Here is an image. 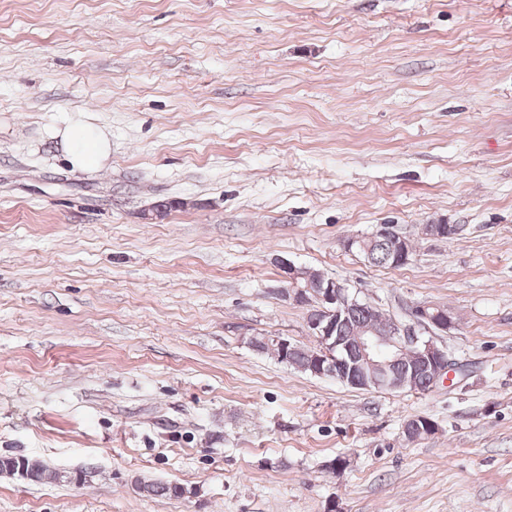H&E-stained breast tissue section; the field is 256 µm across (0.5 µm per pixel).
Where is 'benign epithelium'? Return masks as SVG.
Here are the masks:
<instances>
[{"label":"benign epithelium","instance_id":"1","mask_svg":"<svg viewBox=\"0 0 512 512\" xmlns=\"http://www.w3.org/2000/svg\"><path fill=\"white\" fill-rule=\"evenodd\" d=\"M423 233L435 239H443L456 233L450 224H425ZM390 245L391 256L396 263L409 260L413 253L410 239L394 230L392 224H379L371 233L358 235L344 241L343 247L351 252L370 254V245L376 240ZM282 278L288 287L280 290L282 298L297 306H309L307 327L316 340L317 348L310 363L313 375L328 374L341 381H353L362 389L404 391L412 385V377L391 374V365L407 352L417 366L425 371L430 385L436 386L450 374L461 373V363L452 359L439 337L456 328L452 310L444 305L416 303L402 312L391 315L382 328L368 327L356 332L355 345L358 353L352 359L343 356L341 341L333 336V323H339L348 310L359 303L372 309L378 305L359 297V292L345 282L315 273L309 280L305 269L284 259L278 260Z\"/></svg>","mask_w":512,"mask_h":512}]
</instances>
